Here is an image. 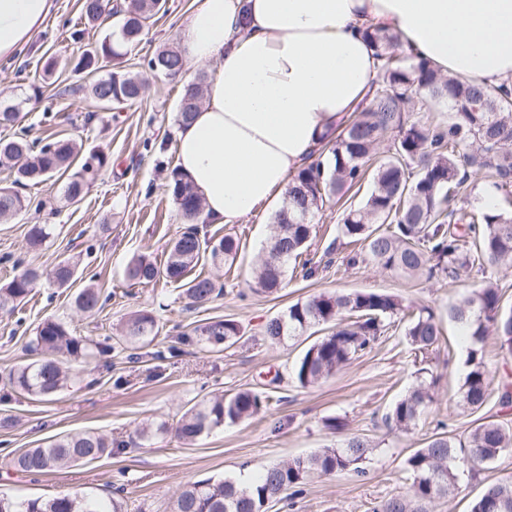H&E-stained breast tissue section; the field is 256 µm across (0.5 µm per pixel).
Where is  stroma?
Listing matches in <instances>:
<instances>
[{
	"mask_svg": "<svg viewBox=\"0 0 512 512\" xmlns=\"http://www.w3.org/2000/svg\"><path fill=\"white\" fill-rule=\"evenodd\" d=\"M191 2L168 0L140 43L129 49L125 70L144 84L141 101L131 107L102 110L90 101V84L107 77L112 64L103 60L97 69H77L83 47L70 34L81 28L79 0H56L54 13L19 57L0 63V82L11 84L14 91L7 103L19 108L13 124L0 126V139L23 135L41 145L59 138L78 142V168L91 155L102 158L80 200H68L67 177L55 176L22 187L26 210L0 221V286L28 267L45 273L60 261L79 260L75 288L57 287L44 277L14 312H0V494L34 499L88 492L104 497L116 490L124 512H168L187 484L223 477L254 480L275 464L336 445L343 435L359 434L376 445L366 476L312 477L293 508L273 503L267 512H370L382 500L406 492L410 476L404 462L435 433L438 423L462 440L481 422L505 419L507 410L498 395H490L476 411L464 404L460 388L470 342L446 314L449 306L489 283L512 306V267L491 266L452 280L441 275L412 279L364 263L347 266L342 258L350 246L338 233L342 209L330 200L315 214L317 236L311 250L320 254L336 248L338 261L309 280L302 278L298 263H290L278 293L250 289L271 233L275 210L270 206L240 224L201 225L206 237L217 240L230 234L240 246L233 265L208 258L199 265V272L224 290L205 306L190 305L177 283L162 278L129 281L125 268L133 257L146 254L163 263L169 243L184 228L169 187L176 166L177 108L186 78L208 75L209 69L189 64L182 78L171 80L150 71L147 62L159 49L176 46ZM50 57L58 65L48 76L44 62ZM34 224L52 229L37 250L27 243ZM88 284L100 289L104 302L99 310L82 313L73 299L76 288ZM336 289L384 291L431 306L443 319L439 348L426 361L414 360L399 328L335 375L300 387L293 368L305 341L266 342L263 326L297 300ZM142 310L155 316L159 333L139 360L117 350L93 354L66 388L42 401L7 383L9 370L29 358L44 319L61 321L72 335L102 342L118 335L127 319ZM224 318L239 320L246 329L232 348L216 352L192 338L196 326ZM422 381L433 382V403L412 433L390 432L384 415ZM241 389L271 396L269 411L214 429L191 444L177 437L175 427L188 408ZM330 417L344 422L343 433L326 427ZM146 423H162L167 430L152 440H138L135 433ZM84 432L106 436L124 449L36 477L18 473L10 464L12 454L22 449ZM510 475L512 455L478 473L461 474L457 492L436 501L432 512H469L486 484Z\"/></svg>",
	"mask_w": 512,
	"mask_h": 512,
	"instance_id": "1",
	"label": "stroma"
}]
</instances>
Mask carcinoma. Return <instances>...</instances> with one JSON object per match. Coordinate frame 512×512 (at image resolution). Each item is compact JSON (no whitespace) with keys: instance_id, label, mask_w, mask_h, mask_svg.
I'll list each match as a JSON object with an SVG mask.
<instances>
[{"instance_id":"1","label":"carcinoma","mask_w":512,"mask_h":512,"mask_svg":"<svg viewBox=\"0 0 512 512\" xmlns=\"http://www.w3.org/2000/svg\"><path fill=\"white\" fill-rule=\"evenodd\" d=\"M164 0H133L119 30L86 49L78 62L92 69L101 59L113 61L109 77L91 87L94 103L104 107L131 106L141 100L143 85L122 72L123 49L140 40ZM82 16L91 25H100L112 16L103 0H83ZM368 38L381 62L380 74L372 86L368 102L353 112L342 130L327 140L318 158L299 170L290 180L286 204L274 215V228L265 254L256 267V291L274 293L282 287L288 263L302 257L316 237L312 224L324 201L342 198L369 181L372 188L363 204L343 210L340 234L358 249L345 257L347 266L370 263L384 270L408 276L438 273L451 278L460 271H482L487 266L512 264V212L496 209L467 210L457 206L472 178L488 170L496 187L504 191V201L512 206V86L462 81L444 75L424 63H414L413 55L400 57V36L389 31H373ZM156 72L176 75L184 61L175 49L154 55ZM201 81L183 89L177 121L183 124L197 112L202 96ZM418 100L420 115L410 114L408 104ZM444 107L448 119L433 118L430 112ZM390 142L389 155L376 160L379 146ZM76 153L73 142L57 141L52 152L36 151L23 138L0 141V157L12 159V185L0 187V218L17 215L24 200L17 187L43 182L70 169ZM89 168L71 175L66 194L77 200L86 184ZM170 190L187 227L173 242L163 266L147 257L133 258L126 267L131 281L151 282L162 276L183 283L192 305H203L221 293L213 279L190 273L206 255L233 264L239 243L226 235L217 242L199 235L202 200L179 171L171 174ZM465 224L468 239L456 234L452 225ZM52 235L46 224H34L28 231L30 247H41ZM332 264L327 250L319 259L302 264V277L315 276L320 267ZM60 288H70L77 280V266L58 263L50 273ZM41 277L38 270L25 269L0 286V310L12 311L32 291ZM100 291L85 287L74 303L82 312L101 307ZM448 319L468 326L472 343L466 364L469 370L461 386L462 400L471 409L481 408L490 396L491 379L483 365L482 344L488 333L497 336L500 348L512 353V309L502 304L501 291L493 287L477 290L460 305L448 308ZM405 323L404 335L415 353L426 356L439 343L442 327L429 307L404 303L395 294L378 291H322L299 300L284 315L263 326V336L272 344L304 335L316 328L323 336L310 344L295 364L294 378L306 387L340 370L352 359L372 351L390 329ZM159 328L148 312L131 317L116 345L130 349L128 359H139L136 350L152 344ZM200 341L222 350L244 336L242 325L233 319L208 321L194 328ZM37 358L10 371L9 382L30 397L43 400L62 386L65 373L58 354L77 364L95 348L86 336H72L65 325L46 319L36 329L32 341ZM271 397L251 389L204 401L192 406L177 427L179 437L192 443L226 424H235L261 413ZM433 401L429 386L412 387L389 409L385 423L391 430L408 432L416 427ZM374 451L373 441L354 435L339 444L306 456L295 457L269 467L250 484L233 480H203L183 487L174 497L170 512H267L269 504L280 502L286 493L297 497L314 475L332 476L346 472L366 474V464ZM512 453V426L484 421L471 430L466 442L447 431L432 435L425 446L410 454L405 466L411 476L406 493L390 497L373 512H430L432 503L449 497L458 489L459 470L489 464ZM112 454V444L101 435L87 432L63 435L45 446L27 448L13 455L14 469L26 475H41L76 464H87ZM0 512H122V503L112 498L105 505L81 494H59L45 499L17 500L0 496ZM470 512H512V477L485 486L470 506Z\"/></svg>"}]
</instances>
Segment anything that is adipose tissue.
<instances>
[{
    "mask_svg": "<svg viewBox=\"0 0 512 512\" xmlns=\"http://www.w3.org/2000/svg\"><path fill=\"white\" fill-rule=\"evenodd\" d=\"M55 0H0V59L40 29ZM381 28L439 72L512 81V0H193L184 60L211 65L202 104L177 131L176 162L210 224L272 204L364 101Z\"/></svg>",
    "mask_w": 512,
    "mask_h": 512,
    "instance_id": "1",
    "label": "adipose tissue"
}]
</instances>
